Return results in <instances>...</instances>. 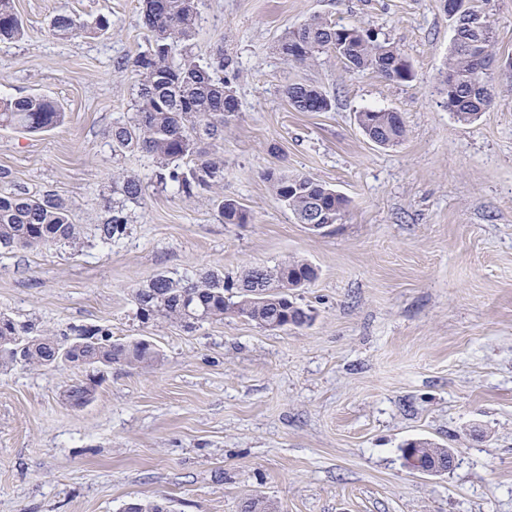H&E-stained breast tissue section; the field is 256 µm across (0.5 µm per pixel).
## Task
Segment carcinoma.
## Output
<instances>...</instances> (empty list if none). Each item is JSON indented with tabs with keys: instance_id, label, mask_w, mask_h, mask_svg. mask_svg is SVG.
<instances>
[{
	"instance_id": "1",
	"label": "carcinoma",
	"mask_w": 512,
	"mask_h": 512,
	"mask_svg": "<svg viewBox=\"0 0 512 512\" xmlns=\"http://www.w3.org/2000/svg\"><path fill=\"white\" fill-rule=\"evenodd\" d=\"M462 7L452 23L454 36L439 78L440 94L448 111L460 121L471 122L489 109L492 71L498 65L494 52L496 28L482 0H460ZM141 23L151 33L145 50L121 69L135 77L134 112L112 126V152L139 149L153 159L157 182L171 186L191 199L223 187L224 158L220 154L224 128L238 117L240 102L228 80L215 75L211 64H200L183 53L197 26L196 0H141ZM51 31L61 39L76 34H103L112 27L110 16L91 21L58 14ZM25 32L14 0H0V43L15 41ZM278 50L287 60L311 64L334 56L349 69L371 71L396 83L415 79L411 66L397 50L377 35L356 25H343L322 16L290 28L279 40ZM298 112H328L331 99L318 87L294 83L285 90ZM359 128L379 146H394L405 138L400 113L366 108L357 113ZM65 112L45 96L0 98V127L38 133L56 128ZM275 198L301 224H334L349 200L326 184L304 175H290L276 168L265 174ZM143 194L135 175L112 177V202L105 206L92 233L100 243L119 242L128 229L129 207ZM217 212L226 224H246L249 216L235 199L216 196ZM84 230L73 220L72 209L56 194L38 196L16 187L0 192V252L37 249L48 243L75 247ZM316 278L314 268L292 260L277 267H255L237 283L219 270L194 275L160 274L135 291L137 316L144 323L171 322L193 329L205 321H219L231 313L270 329L303 327L313 321L310 311L291 300L293 286ZM158 352L146 339H112L106 326H78L59 336L35 324L0 314V367L68 365L87 371L86 378L66 389L73 408L88 404L100 368L112 363L129 366L156 361ZM423 463L447 459V448L428 439L411 441Z\"/></svg>"
}]
</instances>
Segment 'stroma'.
<instances>
[{
    "label": "stroma",
    "instance_id": "1",
    "mask_svg": "<svg viewBox=\"0 0 512 512\" xmlns=\"http://www.w3.org/2000/svg\"><path fill=\"white\" fill-rule=\"evenodd\" d=\"M24 37L0 46V98L42 95L64 109L55 129L0 128V190H50L80 224L111 198V173L145 190L118 244H55L0 255V313L57 331L107 325L144 338L160 360L106 369L72 408L73 368L0 369V512H121L137 499L171 512H512V81L464 123L443 105L438 74L453 35L441 0H197L187 50L236 64L241 105L224 130L225 197L154 183L142 152L112 153L134 80L119 62L147 46L138 0H15ZM105 13L103 36H52L58 14ZM321 15L388 40L415 79L395 83L340 60L286 61L289 28ZM292 83L321 88L328 112H299ZM401 114L406 137L381 147L356 114ZM315 178L346 196L340 224L310 233L271 193L267 170ZM304 260L317 271L297 302L300 329L226 315L185 330L143 325L134 292L159 274ZM454 449L445 474L407 470L402 447ZM214 202L217 208V212L220 218H222V220L224 221V223H248V213L237 200L230 198L224 199V196L217 195Z\"/></svg>",
    "mask_w": 512,
    "mask_h": 512
}]
</instances>
